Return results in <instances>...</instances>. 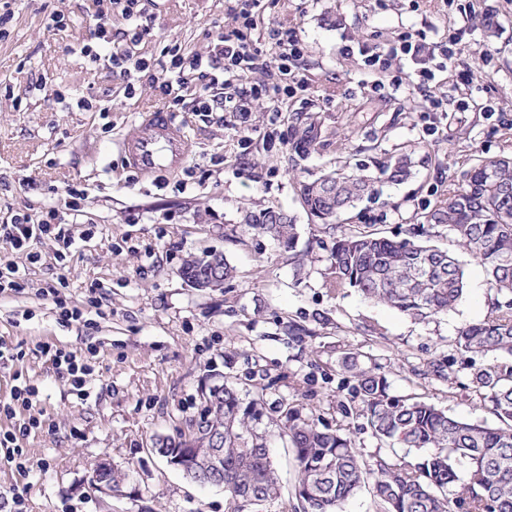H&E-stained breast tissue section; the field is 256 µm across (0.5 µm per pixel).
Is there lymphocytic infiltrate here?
<instances>
[{
	"label": "lymphocytic infiltrate",
	"mask_w": 512,
	"mask_h": 512,
	"mask_svg": "<svg viewBox=\"0 0 512 512\" xmlns=\"http://www.w3.org/2000/svg\"><path fill=\"white\" fill-rule=\"evenodd\" d=\"M107 2L120 7L129 21L128 39L122 45L113 43L110 29L99 19L92 31L95 42L86 46L85 52L92 59H105L112 68L120 70L126 81V97H135L145 77L159 84L163 93L176 104L183 102L185 89H193L194 111L207 118L217 117L219 122L237 129L241 143L245 144L252 140L254 128L250 117L256 104L269 103L277 112L308 89L299 67L303 54L294 29H269L267 39L272 50L268 53L260 48L254 36L265 0H237L233 25L225 28L214 50L208 54L187 55L175 47L151 61L135 55L136 47L151 34L149 26L143 22L139 0ZM341 52L347 56L359 55L362 69L375 77L372 89L376 92L384 89V80L390 76L396 59H405L411 69L410 81L423 88L435 78L430 67L435 56L449 58L453 55L452 48L436 46L419 32L404 33L395 45H345ZM68 224L64 213L53 207L38 219L18 213L9 223L0 225V241L12 249L23 250L35 240L50 237L68 247L72 244ZM41 351L58 373L67 375L77 397L86 398L94 377V369L87 359L75 351L48 344L42 345ZM38 395V386L19 376L8 398L0 399V416L18 422L17 431L0 430L1 448L14 442L16 432L28 434L39 429V420L30 413Z\"/></svg>",
	"instance_id": "f902f5d3"
}]
</instances>
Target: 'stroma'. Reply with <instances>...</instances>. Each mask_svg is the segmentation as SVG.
Here are the masks:
<instances>
[{"instance_id":"obj_1","label":"stroma","mask_w":512,"mask_h":512,"mask_svg":"<svg viewBox=\"0 0 512 512\" xmlns=\"http://www.w3.org/2000/svg\"><path fill=\"white\" fill-rule=\"evenodd\" d=\"M12 19L0 38V223L43 208L66 211V186L86 193L70 226L65 263L57 245L34 243L38 263L0 243V269H18L24 288L0 294V341L18 354L0 367V397L14 374L40 388L32 412L41 431L18 437L23 467L0 448V512L20 494L27 512H227L223 488L201 486L157 456L153 442L186 428L201 409L202 388L222 374L241 395L263 392L268 406L297 404L303 417L348 430L365 458L392 455L356 416L353 381L341 361L371 358L398 397L417 396L448 414L490 426L491 402L473 373L485 357L460 353L458 329L489 314L494 291L484 267L439 224L427 242L449 250L465 269L466 290L445 314L417 320L329 286L332 234L307 215L298 184L341 165L410 154L413 175L378 184L375 200L355 211L356 230L394 240L412 237L428 213L479 161L512 155V0H267L259 29H296L310 80L308 103L253 112L260 134L239 144L228 126L143 84L123 95L124 77L93 61L89 44L97 0H8ZM152 29L145 57L179 46L207 53L230 21L229 0H141ZM64 17L50 28L52 14ZM454 42L452 68L427 91L410 84L373 92L371 78L343 44L388 43L404 32ZM470 88L465 104L448 98L458 70ZM444 101L446 119L427 107ZM171 114L194 143L186 171L144 180L127 169L117 142L142 113ZM322 126L307 158L294 161L288 126L297 113ZM283 211L295 220L296 246L248 230L245 212ZM213 250L235 267L216 289L179 275L191 253ZM56 287L57 295L47 294ZM82 309L90 326L58 318L57 299ZM86 352L95 366L87 400L35 347ZM442 362L445 378L430 361ZM103 458L127 474L121 493L88 487Z\"/></svg>"}]
</instances>
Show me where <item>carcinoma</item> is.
<instances>
[{
	"instance_id": "carcinoma-1",
	"label": "carcinoma",
	"mask_w": 512,
	"mask_h": 512,
	"mask_svg": "<svg viewBox=\"0 0 512 512\" xmlns=\"http://www.w3.org/2000/svg\"><path fill=\"white\" fill-rule=\"evenodd\" d=\"M319 122L296 115L288 130L292 149L307 155L317 139ZM412 173L406 157L372 171L330 172L304 183L302 207L327 229L336 231L329 253L330 287L354 288L368 300L415 319L445 313L462 298L465 273L446 251L414 240L393 241L354 232L341 216L370 195L377 181L400 182ZM248 229L272 236L286 250L294 248L295 224L273 209L244 217ZM431 225L446 224L480 260L499 299L487 318L462 326L457 347L465 353L505 358L477 371L472 383L489 400L503 426L491 428L451 416L432 404L409 402L389 394L385 375L364 368L359 356L347 353L342 367L352 374L353 392L373 434L397 448L428 450L421 458H364L347 433L321 429L299 409L282 404L264 412L262 395L244 402L231 385L203 394L199 418L159 443L169 448H209L218 439L224 477L220 486L230 512L259 508L281 498L280 484L268 445L272 433L288 438L294 454L295 499L302 512H344L346 503L370 490L379 512H512V156L485 160L470 170L465 186L428 216ZM214 255L203 253L182 263V278L206 282ZM202 485L216 476L208 458L188 459Z\"/></svg>"
}]
</instances>
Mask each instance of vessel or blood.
Here are the masks:
<instances>
[{"mask_svg": "<svg viewBox=\"0 0 512 512\" xmlns=\"http://www.w3.org/2000/svg\"><path fill=\"white\" fill-rule=\"evenodd\" d=\"M191 149V141L182 126L162 111L148 113L137 130L120 142L125 164L144 178L179 172L187 163Z\"/></svg>", "mask_w": 512, "mask_h": 512, "instance_id": "b4317fda", "label": "vessel or blood"}]
</instances>
